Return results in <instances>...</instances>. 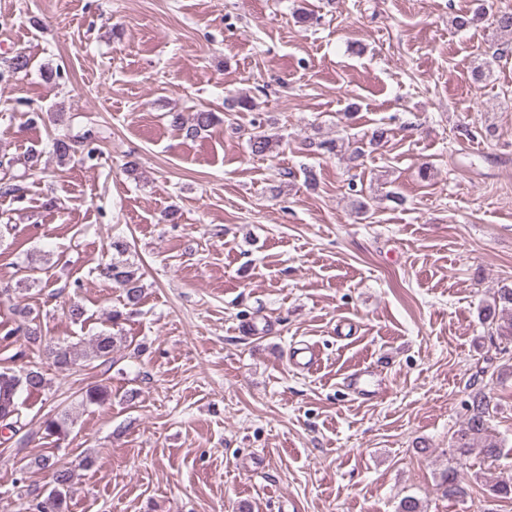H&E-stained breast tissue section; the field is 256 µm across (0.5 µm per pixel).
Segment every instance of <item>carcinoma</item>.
I'll list each match as a JSON object with an SVG mask.
<instances>
[{
  "mask_svg": "<svg viewBox=\"0 0 512 512\" xmlns=\"http://www.w3.org/2000/svg\"><path fill=\"white\" fill-rule=\"evenodd\" d=\"M214 120L212 112H196L186 118L182 114L173 115V123L186 131V135L194 137L199 131L209 127ZM254 132L250 133L249 145L252 153L264 155L273 148V140L265 132L261 131L263 124L252 123ZM96 138V132L86 130L76 138H62L55 142V151L60 159L66 160L83 151L85 146ZM112 249L116 256L101 267L98 273L100 278L111 282L123 290L127 304L136 305L142 295L140 275L138 269L124 259L127 245L115 241ZM481 320L495 328L500 338L512 341V288L503 287L497 291L493 302L481 310ZM26 342L32 347L45 346L46 351L53 356L55 364L62 370H68L80 361H97L101 366L113 364V352L116 348L117 336L110 332H101L91 339L85 349L58 342L55 345L46 343V336L38 328L25 330ZM48 380L44 375L34 369L0 370V430H8L15 434L23 428L22 412L19 399L24 393L29 395L39 394L45 390ZM112 401V390L109 386L99 383L88 387L81 394L80 405L104 406ZM490 399L479 392L471 397L467 405V419L465 425L457 433L456 453L466 457L472 453L474 447H479V453L485 459L496 460L504 454L502 443L488 431V418L490 417ZM72 420L68 410H63L48 417L43 422V430L46 437L57 441L66 439L69 434ZM36 467L40 470L52 473L54 487L50 491L47 500L30 505V512H68V498L74 477V470L66 465L59 464L55 455H40L34 460L22 464L20 470L28 467ZM441 486L444 495L450 499H459L467 495L466 488L462 485L460 473L457 467L448 465L441 474Z\"/></svg>",
  "mask_w": 512,
  "mask_h": 512,
  "instance_id": "obj_1",
  "label": "carcinoma"
}]
</instances>
